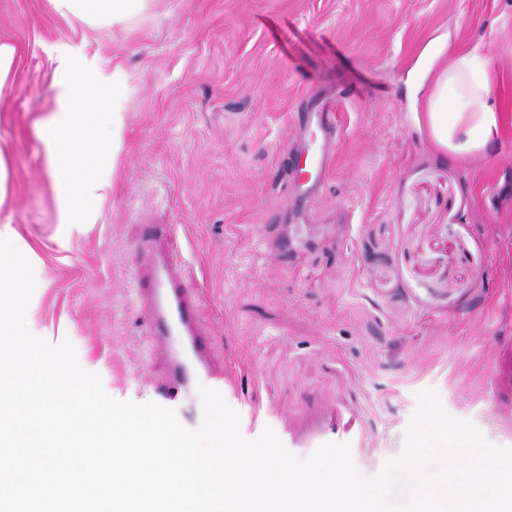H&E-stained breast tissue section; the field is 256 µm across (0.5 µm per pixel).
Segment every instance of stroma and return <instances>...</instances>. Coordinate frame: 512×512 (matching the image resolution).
<instances>
[{
    "label": "stroma",
    "mask_w": 512,
    "mask_h": 512,
    "mask_svg": "<svg viewBox=\"0 0 512 512\" xmlns=\"http://www.w3.org/2000/svg\"><path fill=\"white\" fill-rule=\"evenodd\" d=\"M0 42L16 49L0 225L33 250L35 329L69 340L109 396L195 429L205 386L248 440L352 410L367 477L402 453L423 390L512 448V123L457 161L419 132L407 88L477 49L512 113V0H148L115 27L0 0ZM66 50L122 79L110 184L73 227L39 133ZM323 113L335 156L307 191ZM146 224L170 227L221 377L163 384L131 276Z\"/></svg>",
    "instance_id": "obj_1"
}]
</instances>
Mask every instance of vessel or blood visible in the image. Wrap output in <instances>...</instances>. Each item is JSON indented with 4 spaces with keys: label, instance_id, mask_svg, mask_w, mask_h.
Instances as JSON below:
<instances>
[{
    "label": "vessel or blood",
    "instance_id": "b4317fda",
    "mask_svg": "<svg viewBox=\"0 0 512 512\" xmlns=\"http://www.w3.org/2000/svg\"><path fill=\"white\" fill-rule=\"evenodd\" d=\"M158 236V225H149L133 280L147 317L154 356L167 363L169 384L174 387L186 372L212 377L221 373L223 366L200 324L198 307L184 283V272L169 254L158 249ZM329 442L357 446L359 434L355 419L337 417L335 434L321 433L306 441L292 440L288 447L311 454Z\"/></svg>",
    "mask_w": 512,
    "mask_h": 512
}]
</instances>
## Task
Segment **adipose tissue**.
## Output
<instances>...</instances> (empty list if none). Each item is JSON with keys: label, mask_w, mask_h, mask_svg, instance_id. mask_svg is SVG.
I'll use <instances>...</instances> for the list:
<instances>
[{"label": "adipose tissue", "mask_w": 512, "mask_h": 512, "mask_svg": "<svg viewBox=\"0 0 512 512\" xmlns=\"http://www.w3.org/2000/svg\"><path fill=\"white\" fill-rule=\"evenodd\" d=\"M145 0H53L57 10L90 25L112 26L138 13ZM491 64L479 51L455 58L428 87L414 120L454 159L486 153L500 138L503 115L493 92ZM98 79L81 56L67 54L61 67L57 106L40 135L47 148L62 207V223L83 224L88 206L108 183L98 119L108 108Z\"/></svg>", "instance_id": "ef3b65f1"}]
</instances>
